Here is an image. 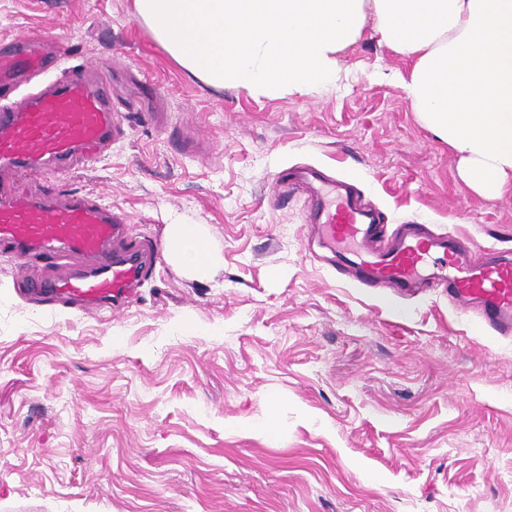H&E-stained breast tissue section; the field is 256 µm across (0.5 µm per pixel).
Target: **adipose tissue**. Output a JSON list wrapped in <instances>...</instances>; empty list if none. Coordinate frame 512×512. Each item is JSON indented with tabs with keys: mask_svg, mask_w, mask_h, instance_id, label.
<instances>
[{
	"mask_svg": "<svg viewBox=\"0 0 512 512\" xmlns=\"http://www.w3.org/2000/svg\"><path fill=\"white\" fill-rule=\"evenodd\" d=\"M183 67L248 91L306 94L336 83L339 53L366 25L407 71L391 75L424 125L460 157L481 194L512 179V0H136ZM194 224L168 227L166 255L194 275L211 264Z\"/></svg>",
	"mask_w": 512,
	"mask_h": 512,
	"instance_id": "obj_1",
	"label": "adipose tissue"
}]
</instances>
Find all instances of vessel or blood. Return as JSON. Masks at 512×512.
Returning a JSON list of instances; mask_svg holds the SVG:
<instances>
[{"instance_id":"1","label":"vessel or blood","mask_w":512,"mask_h":512,"mask_svg":"<svg viewBox=\"0 0 512 512\" xmlns=\"http://www.w3.org/2000/svg\"><path fill=\"white\" fill-rule=\"evenodd\" d=\"M49 50L18 36L0 49V83L43 70ZM120 129L104 82L82 71L31 90L23 109L0 106V170L64 175L93 166ZM310 220L327 243L357 269L364 288L404 295L431 281L447 286L465 306L478 304L482 321L499 336H512V259H475L473 244L435 234L422 224H402L383 239L380 214L360 204L351 184L322 180ZM0 252L43 256L63 266L56 276H26L28 288L48 300L79 305L96 315L129 303L156 267L155 243L129 234L122 218L90 193L20 196L0 189Z\"/></svg>"}]
</instances>
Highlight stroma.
<instances>
[{"instance_id":"stroma-1","label":"stroma","mask_w":512,"mask_h":512,"mask_svg":"<svg viewBox=\"0 0 512 512\" xmlns=\"http://www.w3.org/2000/svg\"><path fill=\"white\" fill-rule=\"evenodd\" d=\"M88 60L125 136L61 178L131 235L196 224L199 278L161 260L138 299L79 315L19 292L0 253V512H512V339L442 286L357 288L308 222L310 167L385 216L512 253V184L488 198L419 121L372 27L338 88L208 84L135 0H0V46Z\"/></svg>"}]
</instances>
